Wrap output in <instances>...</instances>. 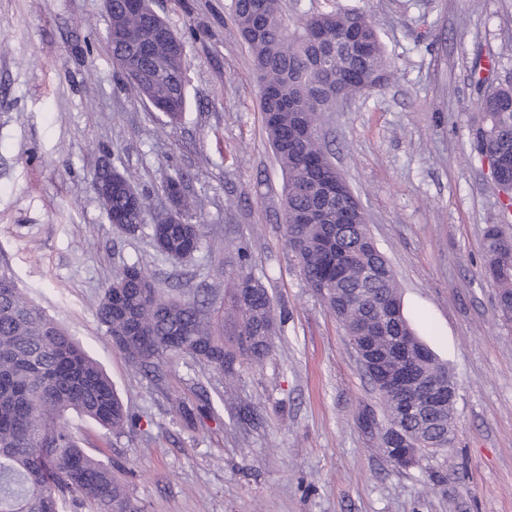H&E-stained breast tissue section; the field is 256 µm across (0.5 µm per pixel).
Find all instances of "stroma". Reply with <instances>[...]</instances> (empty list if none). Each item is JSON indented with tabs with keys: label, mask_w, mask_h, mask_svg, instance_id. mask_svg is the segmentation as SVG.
Returning a JSON list of instances; mask_svg holds the SVG:
<instances>
[{
	"label": "stroma",
	"mask_w": 512,
	"mask_h": 512,
	"mask_svg": "<svg viewBox=\"0 0 512 512\" xmlns=\"http://www.w3.org/2000/svg\"><path fill=\"white\" fill-rule=\"evenodd\" d=\"M230 0H158L186 37L187 105L170 123L112 63L103 0H0V256L17 283L111 377L138 420L114 434L70 414L139 512H512V320L482 277L503 221L473 146L476 64L512 78V0H283L290 20L357 8L392 77L321 121L360 199L404 314L456 385L451 447L417 465L379 448L382 404L286 243L283 174ZM124 174L150 212L184 177L211 250L189 266L109 224L93 182ZM247 252L284 320L271 354L234 383L187 357L155 380L108 341L95 305L126 266L221 306ZM378 426H362L364 410Z\"/></svg>",
	"instance_id": "35a3bbf8"
}]
</instances>
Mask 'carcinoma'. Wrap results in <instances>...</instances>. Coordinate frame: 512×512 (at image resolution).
Listing matches in <instances>:
<instances>
[{
  "instance_id": "cac0c4a2",
  "label": "carcinoma",
  "mask_w": 512,
  "mask_h": 512,
  "mask_svg": "<svg viewBox=\"0 0 512 512\" xmlns=\"http://www.w3.org/2000/svg\"><path fill=\"white\" fill-rule=\"evenodd\" d=\"M233 20L262 80L261 112L266 136L285 174L288 207L286 238L308 287L323 300L349 336H372L375 306L400 302L390 263L360 224L346 223L336 202L320 201L304 191L306 180L333 168L320 136L306 138L296 123L318 128L319 117L336 108L345 89L338 75L354 68L353 94L383 86L391 75L379 32L364 12L313 13L291 24L282 0H231ZM112 29L139 42L132 71L123 72L170 122L186 109L182 55L167 37L183 41L152 10L148 0H112ZM327 45L355 38L369 56L351 60L321 57L314 37ZM485 114L512 113V84L481 99ZM493 153L512 155V122L497 130ZM118 170H112L115 228L134 235L149 226L154 247L167 257L189 262L206 246L205 225L178 224L168 211L147 216L145 197ZM322 210L318 224H302L299 215ZM152 224H146V220ZM248 255L240 256L224 311L213 316L192 299L171 296L136 264L126 267L104 289L96 316L108 341L135 368L157 375L173 357L188 356L227 379L243 362H261L272 350L281 320L272 298L255 280L247 300L239 296V275ZM420 343L404 315L388 323L378 353L399 358L400 342ZM387 420L401 416L408 399L378 391ZM75 412L112 432L132 430L136 418L125 408L102 366L19 288L8 264L0 262V512H65L67 500L90 504L95 512H137L112 468L81 446L68 413ZM456 424L454 405L402 424L407 433L429 435L431 452L448 447V425Z\"/></svg>"
}]
</instances>
